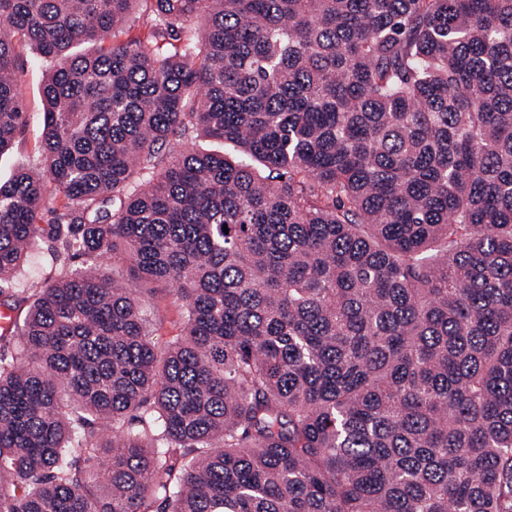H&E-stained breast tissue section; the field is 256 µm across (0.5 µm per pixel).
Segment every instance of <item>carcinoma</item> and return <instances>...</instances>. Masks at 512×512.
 <instances>
[{
    "instance_id": "cac0c4a2",
    "label": "carcinoma",
    "mask_w": 512,
    "mask_h": 512,
    "mask_svg": "<svg viewBox=\"0 0 512 512\" xmlns=\"http://www.w3.org/2000/svg\"><path fill=\"white\" fill-rule=\"evenodd\" d=\"M21 39L0 512H512V0H0V153ZM20 52L21 65L16 77L26 104L28 121L17 133L12 147L0 154L1 181L7 180L19 166L37 162L42 139L43 103L40 89L51 64L30 45L23 46ZM62 264L55 262L51 251L44 245L28 257L24 277L30 288H40L47 277L60 273ZM152 303L158 308L160 315L164 319V325L154 340L159 348H162L165 343L179 331V307L174 302L171 296L159 294L153 298Z\"/></svg>"
}]
</instances>
